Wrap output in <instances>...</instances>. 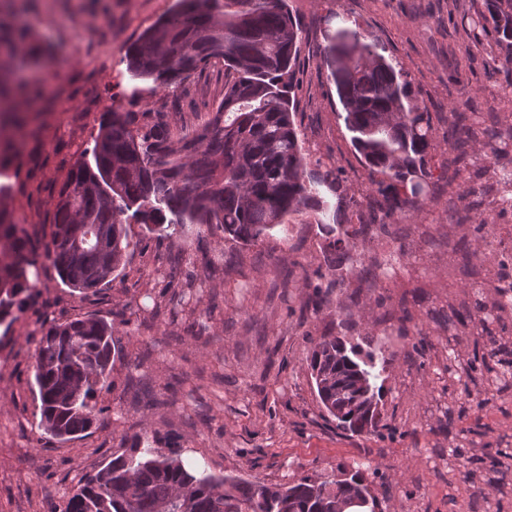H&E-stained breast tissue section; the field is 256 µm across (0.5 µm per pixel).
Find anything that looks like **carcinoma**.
<instances>
[{"label": "carcinoma", "mask_w": 512, "mask_h": 512, "mask_svg": "<svg viewBox=\"0 0 512 512\" xmlns=\"http://www.w3.org/2000/svg\"><path fill=\"white\" fill-rule=\"evenodd\" d=\"M482 20L472 38L500 45L512 41V0H483ZM0 6V133L22 129L24 119L11 103L24 87L12 80L17 60L36 61L41 44L25 28L5 18ZM302 27L292 20L287 0H178L176 9L144 31L129 47L134 75L171 87L224 63V98L212 117L172 144L168 125H140L130 112H110L91 154L94 164L77 161L59 191L45 257L61 282L81 291L112 280L141 241L127 224L145 226L158 238L168 230L197 224L216 226L249 245L272 236L285 218L318 217L328 211L320 187L336 190L339 169L303 153L296 125L295 89ZM344 112L351 144L360 154L379 199L370 223L384 228L418 208L434 175L429 157L433 123L412 95L403 70L377 53V44L356 31L340 29L320 49ZM450 144L462 150L470 127L453 122ZM512 141V128L493 130L485 143L492 156ZM15 136L0 139V176L19 159ZM366 224H347L327 244L333 258L317 267L312 310L331 303L335 287L351 271L346 261L367 233ZM38 254L29 232L13 213L0 208V325L11 328L32 285L28 271ZM212 262L184 273L185 288L204 283ZM512 259L500 261L489 288L495 298L475 292V312L483 332L495 342L493 325L512 313ZM112 325L97 318L73 319L42 327L35 358L40 427L52 439L70 440L94 425L96 396L109 387ZM372 337L355 342L342 333L323 336L310 356L317 397L337 427L353 434L388 427L383 418L366 422L381 401L384 384ZM370 497L360 470L346 479L324 474L285 484H261L191 468L161 448L137 440L120 447L98 470L83 475L60 512H336L353 496Z\"/></svg>", "instance_id": "obj_1"}]
</instances>
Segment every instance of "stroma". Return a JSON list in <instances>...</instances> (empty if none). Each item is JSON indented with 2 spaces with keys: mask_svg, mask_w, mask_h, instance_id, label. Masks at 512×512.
I'll use <instances>...</instances> for the list:
<instances>
[{
  "mask_svg": "<svg viewBox=\"0 0 512 512\" xmlns=\"http://www.w3.org/2000/svg\"><path fill=\"white\" fill-rule=\"evenodd\" d=\"M176 0H30L18 15L47 52L33 66L24 114L37 134L8 175L6 203L39 244L50 240L57 194L91 150L110 112L172 133L200 124L224 95L215 67L175 91L132 76L128 46L168 15ZM483 0H288L303 28L296 103L299 137L311 158L340 167L343 190L368 210L376 192L350 143L330 71L317 49L338 28L361 32L406 73L433 119V165L451 162L416 210L387 230L372 228L355 257L375 269L349 276L339 309L303 311L308 271L328 252L318 224L295 218L273 237L244 246L219 228L189 224L173 238L146 240L109 285L80 293L47 259L9 332L0 331V512H60L81 475L95 472L120 442L138 439L193 454L217 475L275 484L362 462L377 512H512V387L470 370L485 335L449 328L473 304L476 284L512 256V239L485 249L474 228L512 225L494 166L512 169V148L484 154L486 128L512 126V47L475 48L460 25ZM499 73L487 75V53ZM462 121L474 134L457 154L445 139ZM213 262L200 290L213 308L205 330L191 309L174 312L171 260ZM97 317L112 326L114 357L103 412L85 436L58 442L39 428L34 391L41 323ZM343 331L373 337L388 362L383 395L390 427L351 436L327 421L308 371L313 340ZM147 386L156 401L145 405ZM460 456H452V449Z\"/></svg>",
  "mask_w": 512,
  "mask_h": 512,
  "instance_id": "1",
  "label": "stroma"
}]
</instances>
